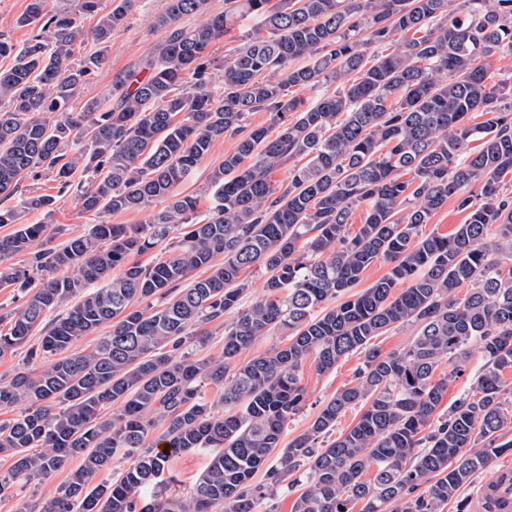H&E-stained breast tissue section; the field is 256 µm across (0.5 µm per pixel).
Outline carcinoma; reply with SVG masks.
<instances>
[{
  "instance_id": "carcinoma-1",
  "label": "carcinoma",
  "mask_w": 512,
  "mask_h": 512,
  "mask_svg": "<svg viewBox=\"0 0 512 512\" xmlns=\"http://www.w3.org/2000/svg\"><path fill=\"white\" fill-rule=\"evenodd\" d=\"M49 2L30 0L17 18L31 30L23 43L0 34V57L12 58L0 70V225H18L0 238V288L21 299L0 312V356L40 335L27 350L39 370L0 378V410L21 407L0 421V453L12 459L0 493L80 463L53 496L19 512H256L298 472L306 486L292 512H349L351 502L361 512H444L476 472L512 452V96L485 66L512 54V0H224L218 14L209 0H167L156 19L165 40L89 98L136 0H110L107 11L102 0L73 10ZM85 15L97 18V50L78 57ZM241 16L266 35L218 65L210 46ZM397 31L412 37L368 52ZM321 83L336 90L308 105L298 96ZM258 111L271 123L248 127ZM477 112L485 120L474 122ZM228 132L238 145L211 172L214 204L198 220L196 200L177 188ZM296 159L306 163L288 169L287 185L273 184ZM27 178L54 182L56 194L18 193ZM67 193L105 215L171 203L147 224H95L71 237L22 222L30 212L50 218ZM450 199L465 222L422 235ZM160 244L166 258L131 261ZM378 259L388 272L353 291ZM254 266L265 294L243 309L240 273ZM197 269L209 275L187 282ZM210 324L224 328L223 354L196 358L184 347L205 343ZM401 325L416 330L403 349L383 355L370 344ZM105 326L93 349L75 348ZM275 329L288 343L240 359ZM358 350L353 381L281 446L305 407L303 362L312 356L328 373ZM476 353L482 370L439 411ZM444 362L451 370L436 374ZM208 384L223 390L224 412L206 401ZM115 404L118 413L103 414ZM359 404L358 422L331 438ZM198 450L209 452L205 471L189 494L172 492L171 456ZM119 453L131 465L98 480Z\"/></svg>"
}]
</instances>
